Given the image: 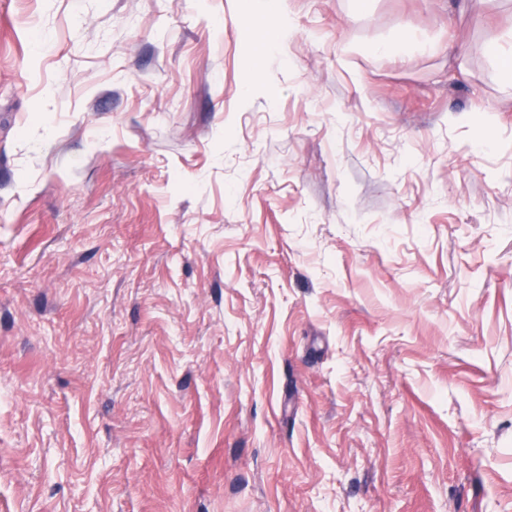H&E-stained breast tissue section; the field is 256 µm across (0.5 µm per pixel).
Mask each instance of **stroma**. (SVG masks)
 I'll list each match as a JSON object with an SVG mask.
<instances>
[{
  "instance_id": "stroma-1",
  "label": "stroma",
  "mask_w": 512,
  "mask_h": 512,
  "mask_svg": "<svg viewBox=\"0 0 512 512\" xmlns=\"http://www.w3.org/2000/svg\"><path fill=\"white\" fill-rule=\"evenodd\" d=\"M351 2L0 0V512H512V0Z\"/></svg>"
}]
</instances>
